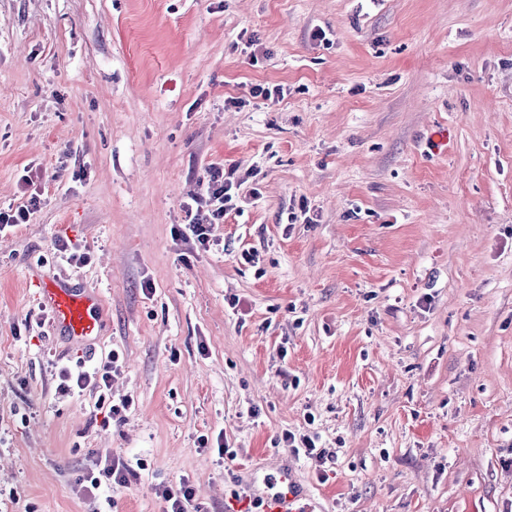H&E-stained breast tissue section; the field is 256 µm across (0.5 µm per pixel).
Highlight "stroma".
Segmentation results:
<instances>
[{"label":"stroma","instance_id":"stroma-1","mask_svg":"<svg viewBox=\"0 0 512 512\" xmlns=\"http://www.w3.org/2000/svg\"><path fill=\"white\" fill-rule=\"evenodd\" d=\"M213 165L234 208L205 251L177 231ZM26 176L0 512H90L106 456L137 464L112 512L183 480L234 512L282 467L316 512H512V0H0V206ZM49 283L94 295L97 335L46 323ZM114 352L106 425L56 369ZM54 245L63 260L70 265H82L89 259L88 253L85 252L83 246L72 243L68 238L59 237L55 240Z\"/></svg>","mask_w":512,"mask_h":512}]
</instances>
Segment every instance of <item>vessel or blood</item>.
Segmentation results:
<instances>
[{"label":"vessel or blood","mask_w":512,"mask_h":512,"mask_svg":"<svg viewBox=\"0 0 512 512\" xmlns=\"http://www.w3.org/2000/svg\"><path fill=\"white\" fill-rule=\"evenodd\" d=\"M42 294L53 312L54 324L63 327L68 336L82 340L98 332L99 321L91 296L54 284L43 288ZM272 483L276 490L263 495L262 512H309L289 470L280 471Z\"/></svg>","instance_id":"b4317fda"}]
</instances>
